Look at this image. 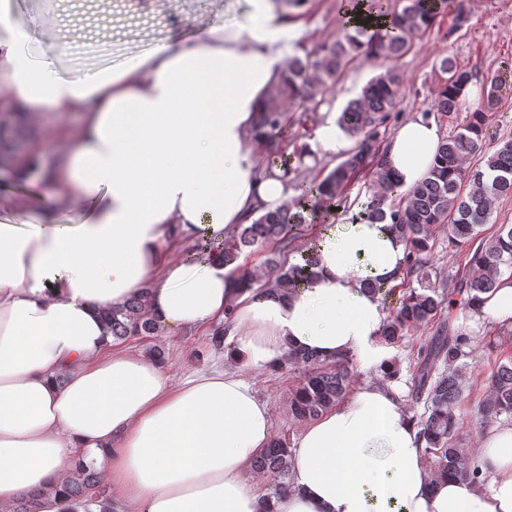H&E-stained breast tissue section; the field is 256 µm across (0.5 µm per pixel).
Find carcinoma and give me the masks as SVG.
<instances>
[{
	"label": "carcinoma",
	"mask_w": 512,
	"mask_h": 512,
	"mask_svg": "<svg viewBox=\"0 0 512 512\" xmlns=\"http://www.w3.org/2000/svg\"><path fill=\"white\" fill-rule=\"evenodd\" d=\"M454 0H404L403 7L392 0H371L372 12L385 17L386 27L352 24L336 40L321 43L305 57L288 58L280 79L269 87L260 111L256 135L265 156L266 169L275 168L288 176L292 162L309 152L307 133L288 131L298 125L314 123L315 112L328 90V81L337 79L347 63L363 53L373 59H388L406 54L413 40L430 30L435 16L451 12ZM442 70L448 74L437 92V116L462 118L457 131L441 138L437 161L429 175L410 189H403L390 172L381 150V128L386 126L396 106L402 84L401 75L388 69L372 77L359 96L340 112L336 124L355 139L339 162L324 176L297 186L300 194L291 205L268 208L250 224H240L224 237L219 250L236 287L251 289L254 279L243 269L245 254L263 251L267 264L275 267V277L260 291L281 298L289 297L312 273L316 265L313 250L303 252L301 262L288 264L279 257L298 251L304 224H327L336 202L346 188L360 176L371 177L372 199L360 213L362 221H389L404 241L406 254L400 270V283L391 285L377 279L367 282L368 290L383 298L400 293L395 310L384 323L379 344L400 346L422 326L436 325L433 336L419 345L414 359L415 399L424 403V412L412 417L425 443L423 456L431 477L448 475L469 477L480 483V471L460 436L457 415L468 388L465 365L470 337L452 327L451 315L478 309L484 296L495 291L499 278L512 271V225L501 224L495 235L482 236L489 223L493 202L512 195V136L494 140L485 150L492 122L493 100L473 110H463L465 91L471 73L454 59H445ZM299 112L297 119L292 113ZM447 229L448 256L469 246L468 260L455 272L445 275L436 266L435 229ZM112 338L151 336L158 331L144 300L134 298L103 312ZM350 359L330 362L291 349L272 370L301 368L304 375L289 397V411L298 422H310L330 408L344 402L353 383ZM377 382L399 381L396 363L386 359L378 367ZM486 423L505 415L512 417V358L498 363L488 377V390L479 408ZM292 449L274 436L269 446L253 459L251 472L275 482L272 494L288 490ZM100 472L88 467L69 481L67 494L76 508L93 512L105 501Z\"/></svg>",
	"instance_id": "carcinoma-1"
}]
</instances>
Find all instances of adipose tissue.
Instances as JSON below:
<instances>
[{
	"label": "adipose tissue",
	"instance_id": "1",
	"mask_svg": "<svg viewBox=\"0 0 512 512\" xmlns=\"http://www.w3.org/2000/svg\"><path fill=\"white\" fill-rule=\"evenodd\" d=\"M246 2L245 20L74 71L36 59L0 0V106L80 116L56 128L51 164L34 154L14 169L25 179L41 168L31 199L77 206L76 220L47 211L0 221V512L27 498L39 512H72L64 487L88 465L134 512H512V426L483 440L490 490L435 483L398 394L368 381L307 425L288 494L270 498L246 476L271 439L267 405L248 383L223 370L175 387L162 365L113 350L103 310L141 295L166 333L230 320L231 350L255 367L292 346L382 361L387 312L366 286L397 281L405 244L391 224L327 234L314 274L284 300L234 288L219 254L165 256L291 193L281 171L259 167L254 130L299 30L287 0ZM440 141L421 115L397 127L386 160L403 188L427 176Z\"/></svg>",
	"mask_w": 512,
	"mask_h": 512
}]
</instances>
